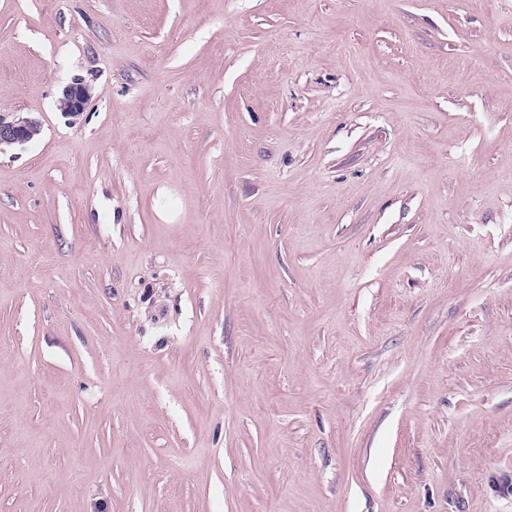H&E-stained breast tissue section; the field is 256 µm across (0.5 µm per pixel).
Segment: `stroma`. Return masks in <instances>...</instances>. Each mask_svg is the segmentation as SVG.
I'll use <instances>...</instances> for the list:
<instances>
[{
	"mask_svg": "<svg viewBox=\"0 0 512 512\" xmlns=\"http://www.w3.org/2000/svg\"><path fill=\"white\" fill-rule=\"evenodd\" d=\"M0 113V512H512V0H0ZM92 97V87L82 79H77L63 88L58 102L62 103L59 110L71 122L83 115L85 108ZM33 127L41 129L40 123L35 119L11 117L0 113V151L2 145H23L29 142L27 134Z\"/></svg>",
	"mask_w": 512,
	"mask_h": 512,
	"instance_id": "obj_1",
	"label": "stroma"
}]
</instances>
